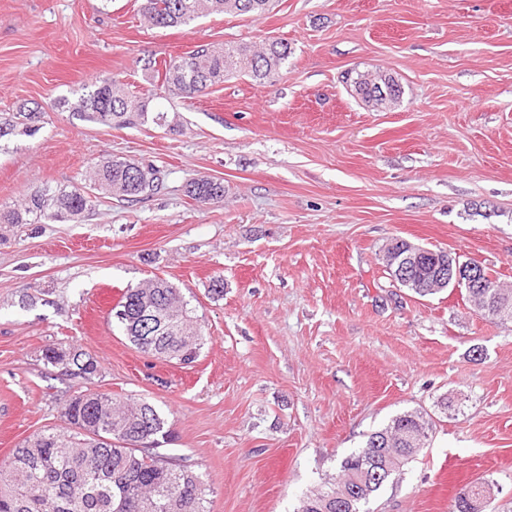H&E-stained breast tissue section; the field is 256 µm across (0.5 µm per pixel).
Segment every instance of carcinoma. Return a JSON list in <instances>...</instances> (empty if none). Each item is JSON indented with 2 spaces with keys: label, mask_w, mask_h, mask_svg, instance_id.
Listing matches in <instances>:
<instances>
[{
  "label": "carcinoma",
  "mask_w": 512,
  "mask_h": 512,
  "mask_svg": "<svg viewBox=\"0 0 512 512\" xmlns=\"http://www.w3.org/2000/svg\"><path fill=\"white\" fill-rule=\"evenodd\" d=\"M272 0H143L141 11L158 28L188 26L205 13L262 15ZM291 48L282 39L262 46L226 45L216 50L200 44L183 56L163 61L157 72L160 90L169 98L193 99L230 77L246 76L259 83H273L288 62ZM360 99L375 108L400 102L402 87L389 73L349 78ZM391 84L388 97L379 100L376 84ZM92 122L135 127L152 122L168 125L167 113L152 111L149 102L130 93L117 81L96 82L74 107ZM43 112L19 108L0 113V140L33 136L41 129ZM160 186V172L151 165L106 155L92 168L89 190L82 187L51 189L37 186L24 203L0 208V224H42L79 218L89 206V192L117 196L129 202L148 198ZM188 194L200 203L224 200V183L196 179ZM425 266L400 278L397 266L387 263L394 282L419 296L436 290L424 287L431 276L433 250ZM487 287L467 299L486 318L512 321V291L501 288L494 271L483 268ZM115 317L129 342L147 356L188 366L204 344V331L191 316L178 288L155 279L128 286L114 307ZM43 360L72 378L88 380L98 372L97 362L75 349L52 347ZM69 425L65 432L43 430L33 434L5 464L0 465V512H210L207 488L191 467L171 461L160 452L169 428L151 403L121 401L108 393L82 391L61 404ZM432 423L420 411H406L367 436L361 450L344 457L339 479L302 496L298 512H359L383 484L372 480L380 471L392 476L419 450L416 441L429 438ZM152 444L150 448L140 443ZM484 485L466 486L456 496L457 512H485Z\"/></svg>",
  "instance_id": "carcinoma-1"
}]
</instances>
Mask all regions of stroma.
I'll return each instance as SVG.
<instances>
[{"label":"stroma","mask_w":512,"mask_h":512,"mask_svg":"<svg viewBox=\"0 0 512 512\" xmlns=\"http://www.w3.org/2000/svg\"><path fill=\"white\" fill-rule=\"evenodd\" d=\"M141 3L0 0V113L45 114L35 136L0 142V205L80 185L107 154L163 178L138 202L94 198L75 221L0 224V463L65 428L62 399L90 389L164 414L162 449L201 476L210 512H296L367 434L418 409L431 436L369 512H455L476 481L491 487L486 512H512V322L456 288L417 296L384 261L403 239L512 286V0H277L177 28L151 27ZM268 37L292 48L270 85L238 77L171 105L143 70ZM353 70L392 74L397 106L366 108L342 81ZM104 78L176 131L70 112ZM201 177L223 182L222 202L189 196ZM155 276L204 327L192 366L144 355L112 316L124 288ZM61 346L97 375L61 377L42 359Z\"/></svg>","instance_id":"1"}]
</instances>
